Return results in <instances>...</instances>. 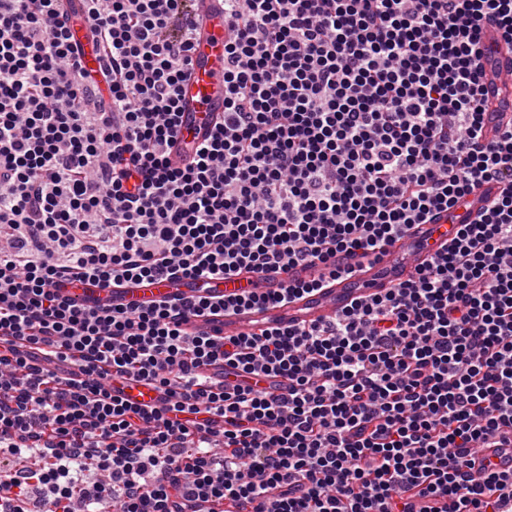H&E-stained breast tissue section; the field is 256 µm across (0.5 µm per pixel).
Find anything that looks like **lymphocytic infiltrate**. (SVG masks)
<instances>
[{
  "mask_svg": "<svg viewBox=\"0 0 512 512\" xmlns=\"http://www.w3.org/2000/svg\"><path fill=\"white\" fill-rule=\"evenodd\" d=\"M78 8L95 76L65 0H0V451L47 458L0 467L7 512L35 489L45 512H505L512 472L477 458L512 449V124L485 136L481 36L512 44V0H224V117L182 165L191 0ZM485 181L496 203L416 279L322 325L187 336L209 298L60 293L317 269L235 300L282 302ZM269 376L287 393L250 384ZM126 378L161 403L128 402ZM71 16L72 40L81 46L80 63L85 71L94 73L102 65L100 48L88 35V26L83 19L72 13Z\"/></svg>",
  "mask_w": 512,
  "mask_h": 512,
  "instance_id": "obj_1",
  "label": "lymphocytic infiltrate"
}]
</instances>
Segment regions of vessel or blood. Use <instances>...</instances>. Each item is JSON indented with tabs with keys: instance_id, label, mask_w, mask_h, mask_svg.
Listing matches in <instances>:
<instances>
[{
	"instance_id": "vessel-or-blood-1",
	"label": "vessel or blood",
	"mask_w": 512,
	"mask_h": 512,
	"mask_svg": "<svg viewBox=\"0 0 512 512\" xmlns=\"http://www.w3.org/2000/svg\"><path fill=\"white\" fill-rule=\"evenodd\" d=\"M193 8L196 32L181 90V134L171 149V159L176 163L185 158L192 143L202 141L222 120L224 112V0H193ZM70 26L73 41L81 46L83 69L90 73L99 70L100 48L90 38L87 24L75 16ZM482 39L491 49L486 62L489 73L486 86L493 114L486 134L492 138L502 124L512 121V99L504 101L495 94L500 77L512 75V47L500 42L496 28L491 25L484 28ZM499 193L497 182L482 183L462 196L451 209L434 212L429 223L410 225L399 240L387 246L384 254L338 256L337 265L350 268V276L327 280L320 288L280 304L230 307L220 316L193 317L184 323L183 329L192 336L227 338L287 326L303 328L334 319L354 303L412 279L417 268L447 249L459 224L478 222ZM311 276L309 269L297 266L285 274L243 270L212 281L204 289L187 280L169 277L139 284L115 283L109 287L89 288L78 284L66 288L64 294L75 303H85L94 297L103 303L147 306L201 295L228 300L252 292L273 293L284 288L286 281H303ZM122 390L125 399L138 405H151L161 398L159 390L143 380L126 381Z\"/></svg>"
}]
</instances>
